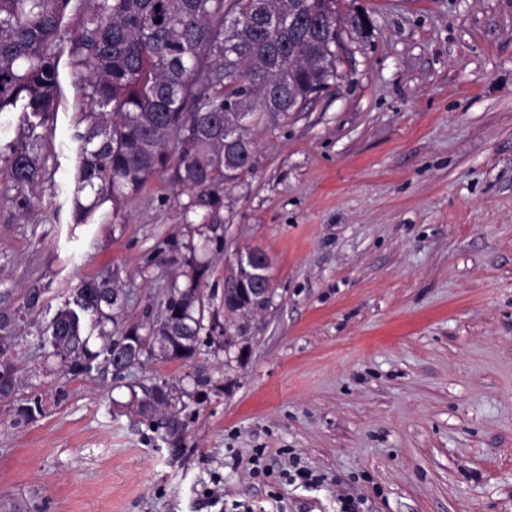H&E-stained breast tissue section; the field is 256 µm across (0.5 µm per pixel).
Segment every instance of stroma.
<instances>
[{"mask_svg":"<svg viewBox=\"0 0 512 512\" xmlns=\"http://www.w3.org/2000/svg\"><path fill=\"white\" fill-rule=\"evenodd\" d=\"M337 7L368 34L341 28L336 77L304 106L256 113L253 171L216 209L184 211L158 174L74 226L89 123L62 54L37 192L0 161V312L41 292L5 353L43 407L18 425L0 401V512H512V0ZM253 248L276 293L243 362L204 344L73 379L38 334L89 276L125 295L119 328L152 325L172 256L208 262L223 315L224 266ZM165 381L190 391L176 458L126 407Z\"/></svg>","mask_w":512,"mask_h":512,"instance_id":"1","label":"stroma"}]
</instances>
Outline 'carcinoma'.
<instances>
[{
    "label": "carcinoma",
    "mask_w": 512,
    "mask_h": 512,
    "mask_svg": "<svg viewBox=\"0 0 512 512\" xmlns=\"http://www.w3.org/2000/svg\"><path fill=\"white\" fill-rule=\"evenodd\" d=\"M305 4L300 34L243 10V0H0V112L20 110L24 142L3 161L13 182L36 188L42 161L34 131L58 111L63 98L60 57L70 43L79 69L86 105L95 113L82 136L73 205V227L92 223L106 203L118 210L158 172L193 194L185 205L217 208L223 202L224 115L234 101L252 96L254 107L269 111L276 87L288 98L308 100L314 88L336 78V55L327 51V34L316 24L324 14L336 17V0H299ZM83 10L81 28L67 29L66 19ZM245 18L224 53V21ZM186 134L173 141L167 131ZM188 282L172 276L156 324L148 333L127 327L121 335L109 328L124 299L112 282L85 278L76 304L60 309L44 331L45 342L74 377L93 370L102 377H122L141 364L144 355L166 360L193 358L206 330V304L200 285L209 265L188 263ZM40 292L29 293L24 309L0 312V341L11 337L20 315L30 314ZM129 343L137 353L124 368L112 364V353ZM19 388L13 364L0 369V400ZM178 389L163 382L130 402L138 414L164 431L171 455L182 448L185 422L176 409ZM42 414L39 397L21 399L17 422Z\"/></svg>",
    "instance_id": "carcinoma-1"
}]
</instances>
